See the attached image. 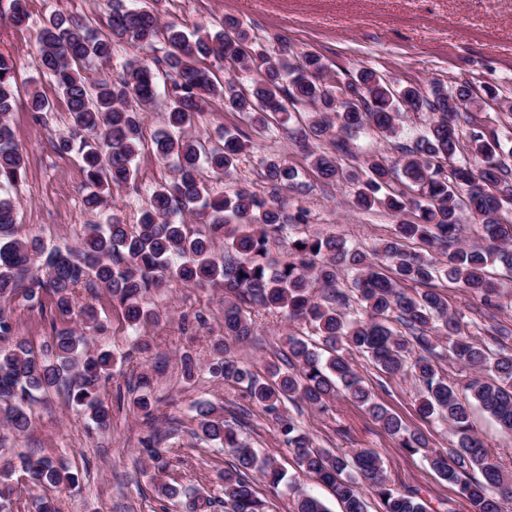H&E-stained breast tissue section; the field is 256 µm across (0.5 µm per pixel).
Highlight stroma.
Segmentation results:
<instances>
[{
	"mask_svg": "<svg viewBox=\"0 0 512 512\" xmlns=\"http://www.w3.org/2000/svg\"><path fill=\"white\" fill-rule=\"evenodd\" d=\"M145 8H158L162 20L186 32L200 28L216 30L224 16L235 17L257 37H285L295 55L312 52L324 57L332 69L347 74L373 67L393 84H430L466 80L476 86L498 87L512 97V0H136ZM111 0H28L27 25L16 28L0 24V53L15 58L19 82L25 91L38 90L54 108L46 121H36L27 109V97L17 98L11 114L16 138L26 155L25 180L12 195L17 212L18 236L40 239L49 248L77 245L87 225L104 222L105 212L86 210L87 193L77 154L58 153L54 144L70 134L72 124L60 95L45 75L33 65L41 30L57 11L106 29ZM298 124L254 136L253 152L242 155L233 177L213 172L205 177L216 193L233 195L249 186L261 195L272 188L260 176L258 159L268 154L287 156L302 172L305 187L294 194L289 210L304 208L306 223L289 228L288 234L270 240L268 257L285 259L289 238L304 234H335L362 251L371 250L393 234L396 217L383 209L364 212L352 203L349 184L329 186L307 169L300 146ZM137 175L127 188L113 191L124 222L135 225L147 205L149 193L170 181L171 165L142 151ZM494 277L502 292L498 305L480 299L447 279L434 281L448 307L464 323L466 333L490 342L497 330H512V272L495 268ZM79 303L93 305L106 327L92 333L90 343L122 355L128 349L129 328L118 304L104 291L78 289ZM148 299L159 311V323L147 330L150 348L137 355L133 364H119L107 384L105 398L112 408L109 429H96L91 421L68 405L64 391L42 397L34 407L33 423L24 434L0 426V461L18 454L49 455L65 462L80 476L78 487L58 491L17 485L14 512H35L40 498L53 499L59 512H175L173 503L158 498L154 468L144 449L148 440L161 436L169 450L166 479L183 488L217 494L218 476L224 469V454L212 443L195 436L193 407L208 401L222 408L225 419L235 418L246 400L240 386L214 381L205 370L212 344L224 335V292L222 289L172 282L151 290ZM257 332L236 346L241 365L260 373L268 361H279L286 352L289 322L281 316L260 313ZM190 357L198 371L193 380L183 375L182 359ZM353 362L374 392V398L396 413L408 431L424 436L430 447L452 448L456 439L450 427L422 418L416 411L420 384L409 375L390 377L378 371L362 355ZM152 380L156 422L138 415L128 384L133 372ZM289 415L312 437L319 448L351 454L363 448L377 450L387 477L395 487H417L431 506L446 512H468L454 484L439 477L423 453L400 448L364 408L338 395L327 411L302 404L287 405ZM473 428L483 439L492 459L512 474V440L500 433L494 419L483 409L473 412ZM241 434L253 448L276 457L292 488L270 489L257 482L256 491L268 504V512H293L294 491L302 489L320 497L331 512H341L331 490L299 470L278 440L276 426L261 409L252 408Z\"/></svg>",
	"mask_w": 512,
	"mask_h": 512,
	"instance_id": "obj_1",
	"label": "stroma"
}]
</instances>
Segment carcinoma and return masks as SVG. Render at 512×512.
Masks as SVG:
<instances>
[{
	"mask_svg": "<svg viewBox=\"0 0 512 512\" xmlns=\"http://www.w3.org/2000/svg\"><path fill=\"white\" fill-rule=\"evenodd\" d=\"M112 0L109 32L102 34L62 12L43 27L35 63L51 77L79 138L61 136L56 149L81 155L91 211L107 206L112 188L135 179L136 159L144 148L142 112L156 100L157 78L170 80L167 130L154 136L156 158L173 164L176 176L156 186L134 228L112 212L104 224H90L79 245L49 251L36 240L15 238V203L0 195V422L16 434L32 424V405L55 388L66 391L68 403L87 415L95 428L111 423L112 408L103 387L117 361L149 349L147 336L137 335L121 358L88 344V336L65 323L73 317L91 329L102 328L95 307L78 305L76 289L100 288L122 310L135 330L159 320L146 302L152 288L170 279L200 287L224 289V337L214 342L207 366L217 381L243 386L245 398L272 416L280 441L298 467L328 487L342 512H368L374 498L379 512H429L419 489H399L385 475L378 452L362 449L351 455L316 448L309 434L284 410L301 402L324 411L339 392L360 404L409 453L424 452L432 470L453 483L470 512H512V477L491 461L470 420L477 402L512 436V347L493 350L463 330L460 319L432 282L443 276L485 303L501 297L489 267L498 262L512 271V166L494 127L477 119L485 100L467 82L449 86L431 83L396 87L374 68L363 67L336 81V71L314 53L294 57L282 41L266 46L224 18L221 29L189 37L174 25L164 26L159 12L130 8ZM8 19L15 27L29 19L27 0H11ZM158 36L167 50L151 62L134 57L125 76L114 85L93 82L90 66L110 61L112 42L143 48ZM250 73L241 84L235 73ZM0 188L14 187L26 176L24 153L15 139L10 115L19 93L16 60L0 54ZM218 99L224 111L235 112L254 130L284 127L304 116L308 168L324 183L353 186V204L362 211L384 209L394 216L407 210L413 219L400 221L394 235L365 253L335 235H300L288 243L287 257L269 263L268 243L304 220L303 211L288 216V193L304 187L300 171L282 156L260 159L261 177L274 189L270 197L243 186L229 199L216 194L203 178L207 167L229 177L239 157L254 147L242 130H224L221 142L206 146L188 130L195 117ZM28 109L41 120L51 106L40 92L28 93ZM426 112L430 124L411 145H397L399 158L373 156L350 169L341 164L351 155L349 140L369 133L390 143L400 135L405 114ZM466 118L467 133L459 119ZM325 142L330 149L324 150ZM206 222L195 232L185 214ZM467 219L480 224L487 247L459 246L460 226ZM222 237L231 255L218 256L212 240ZM413 242L417 247L407 248ZM444 254L443 266L433 260ZM354 273L360 311H350L348 295L338 286L340 273ZM424 286L409 292L405 283ZM52 296L53 335L34 347L17 337L9 305L41 302ZM276 312L312 329L288 334L282 364L267 365L262 377L240 366L232 345L254 333L252 315ZM399 323L398 331L392 322ZM363 354L379 371L396 377L407 371L421 384L417 413L439 418L453 427L456 447L428 448L427 440L409 433L400 418L374 401L372 388L351 363V352ZM474 374L459 393L441 372L443 352ZM151 379L141 373L133 400L150 420ZM201 438L228 456L219 476L220 495L187 493L167 481L155 483L163 500H175L181 512H267L255 492V476L273 489L286 474L270 456H261L235 425L217 414L209 402L195 406ZM157 470L168 465L160 440L147 444ZM20 472L36 488L67 489L78 475L48 456L18 455L0 469V512H11L16 492L12 475ZM294 512H329L322 499L304 491L295 495Z\"/></svg>",
	"mask_w": 512,
	"mask_h": 512,
	"instance_id": "1",
	"label": "carcinoma"
}]
</instances>
